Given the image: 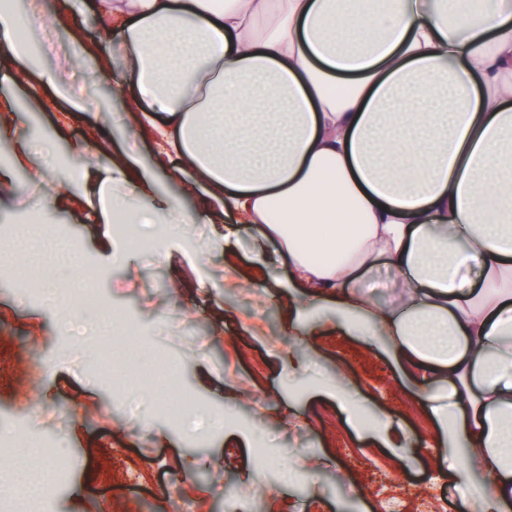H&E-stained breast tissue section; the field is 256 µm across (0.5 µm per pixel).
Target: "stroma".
<instances>
[{"label":"stroma","instance_id":"obj_1","mask_svg":"<svg viewBox=\"0 0 512 512\" xmlns=\"http://www.w3.org/2000/svg\"><path fill=\"white\" fill-rule=\"evenodd\" d=\"M96 2L82 0L76 9L69 0H42L30 33L55 31L60 54L78 41L95 48L70 83L108 100L110 112L70 111L37 79L15 81L19 62L0 55V123L32 142L17 168L11 143L0 141V166L14 169L10 186L0 188V253L15 254L13 227L51 217L98 272L100 309L138 330V344L118 350L116 361L142 362L160 376L177 369L194 409L173 420L154 395L132 396L118 379L103 377L93 334L61 328L64 313L78 305L66 299L50 310L34 298L19 302L21 285L0 262V358L10 364L0 376V428L30 442L0 454V512H173L183 499L196 512H228L232 495L246 512H306L312 500L324 512H388L392 498L398 512L426 501L456 512L457 493L432 445L434 424L407 392V378L337 331L330 311L305 309L289 325L288 270L256 264L253 225H236L228 246L220 219L161 236L144 224L141 235L155 241L148 256L120 227L97 223L75 166H106L118 143L154 175L153 190L118 192L122 210H146L158 194L193 212L198 197L175 166L161 163L157 133L138 123L137 86L104 44L107 25ZM100 68L112 72L111 81L95 78ZM46 178L57 197L45 195ZM340 370L363 397L367 420H403L406 466L352 430L320 393ZM240 432L257 433L255 446L235 442ZM121 457L141 470V482L124 477ZM290 465L295 477L285 490L279 473ZM36 467L51 484L30 500L20 482Z\"/></svg>","mask_w":512,"mask_h":512}]
</instances>
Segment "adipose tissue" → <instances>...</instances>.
<instances>
[{
    "label": "adipose tissue",
    "instance_id": "obj_1",
    "mask_svg": "<svg viewBox=\"0 0 512 512\" xmlns=\"http://www.w3.org/2000/svg\"><path fill=\"white\" fill-rule=\"evenodd\" d=\"M118 60L202 195L255 225L251 252L288 266L413 380L459 512H512V0H99ZM0 6V54L72 111L68 76ZM267 28H260V20ZM117 147L87 197L150 184ZM276 251H269L270 242ZM398 304L360 289L379 263ZM347 423L408 459L399 420L364 426L346 377L322 388ZM487 480L473 489L472 472Z\"/></svg>",
    "mask_w": 512,
    "mask_h": 512
}]
</instances>
